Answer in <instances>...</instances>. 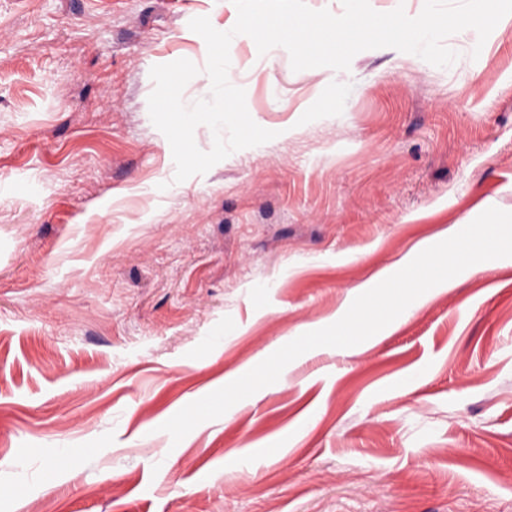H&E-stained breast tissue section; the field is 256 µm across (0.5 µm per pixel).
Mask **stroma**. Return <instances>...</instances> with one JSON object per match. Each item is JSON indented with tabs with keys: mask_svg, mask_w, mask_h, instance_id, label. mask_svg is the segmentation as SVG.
I'll return each instance as SVG.
<instances>
[{
	"mask_svg": "<svg viewBox=\"0 0 512 512\" xmlns=\"http://www.w3.org/2000/svg\"><path fill=\"white\" fill-rule=\"evenodd\" d=\"M200 16L237 10L0 0V512H512V257L160 430L438 227L512 212V18L476 58L448 37L446 68L380 48L296 72L233 39L277 136L177 183L149 72L189 59L197 101Z\"/></svg>",
	"mask_w": 512,
	"mask_h": 512,
	"instance_id": "stroma-1",
	"label": "stroma"
}]
</instances>
